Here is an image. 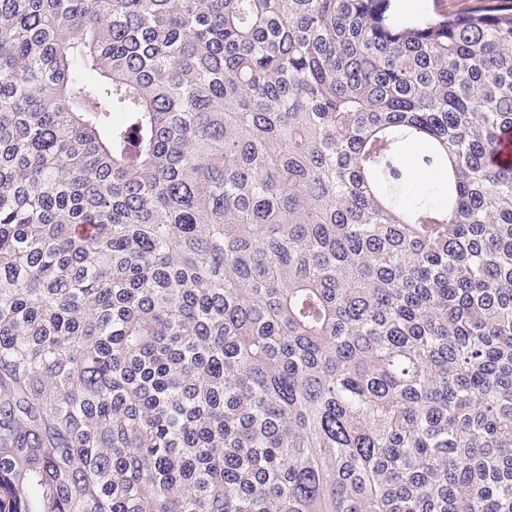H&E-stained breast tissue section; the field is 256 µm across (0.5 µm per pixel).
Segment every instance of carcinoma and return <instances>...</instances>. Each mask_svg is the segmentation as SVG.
Wrapping results in <instances>:
<instances>
[{
  "mask_svg": "<svg viewBox=\"0 0 512 512\" xmlns=\"http://www.w3.org/2000/svg\"><path fill=\"white\" fill-rule=\"evenodd\" d=\"M507 129L512 0H0V512H512ZM396 2L397 10L401 15L413 17L423 14H433L436 11L448 13L460 12L474 0H411L414 2ZM422 149L411 146L406 152V167L408 180L400 186L393 188L394 194L400 196L402 201L413 199L422 185L431 178V172L418 165V156L423 155Z\"/></svg>",
  "mask_w": 512,
  "mask_h": 512,
  "instance_id": "1",
  "label": "carcinoma"
}]
</instances>
